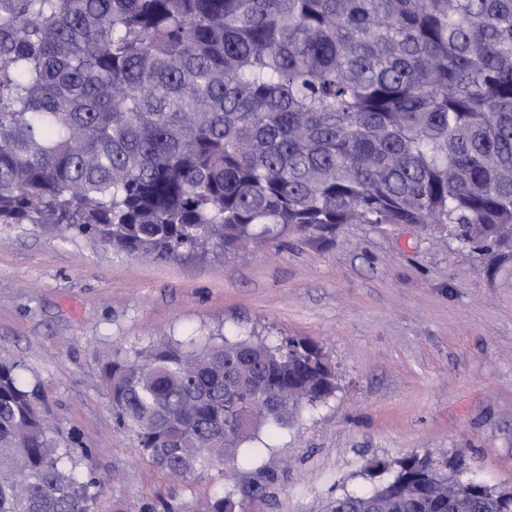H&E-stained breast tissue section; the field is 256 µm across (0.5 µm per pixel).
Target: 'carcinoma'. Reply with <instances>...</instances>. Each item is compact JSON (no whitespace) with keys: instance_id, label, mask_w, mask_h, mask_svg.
Returning <instances> with one entry per match:
<instances>
[{"instance_id":"obj_1","label":"carcinoma","mask_w":512,"mask_h":512,"mask_svg":"<svg viewBox=\"0 0 512 512\" xmlns=\"http://www.w3.org/2000/svg\"><path fill=\"white\" fill-rule=\"evenodd\" d=\"M0 224L131 256L235 253L342 224H437L512 252V0H0ZM323 347L162 339L105 368L118 422L187 482L337 389ZM18 365L0 362V512H90ZM327 512H502L430 455ZM259 469L198 508L265 496Z\"/></svg>"}]
</instances>
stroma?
<instances>
[{"label":"stroma","mask_w":512,"mask_h":512,"mask_svg":"<svg viewBox=\"0 0 512 512\" xmlns=\"http://www.w3.org/2000/svg\"><path fill=\"white\" fill-rule=\"evenodd\" d=\"M164 333L306 336L338 388L244 444L235 472L179 483L118 424L103 376ZM0 360L18 364L77 467L103 484L96 512L203 503L264 466L278 480L247 512H326L375 487L369 467L412 453L464 458L471 476L512 489V253H472L434 226L345 224L328 245L153 263L0 224Z\"/></svg>","instance_id":"stroma-1"}]
</instances>
